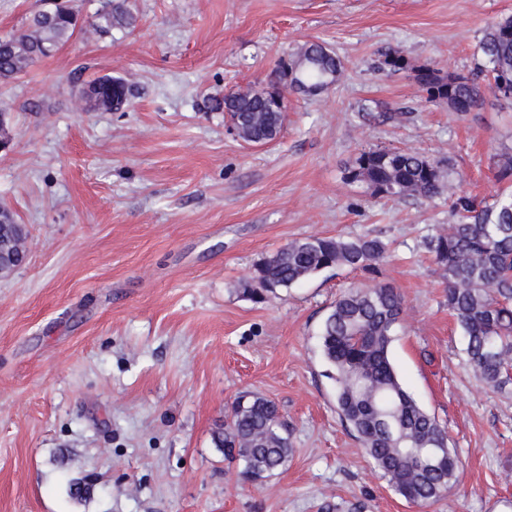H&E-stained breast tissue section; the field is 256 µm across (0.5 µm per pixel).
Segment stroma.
<instances>
[{"label": "stroma", "instance_id": "obj_1", "mask_svg": "<svg viewBox=\"0 0 512 512\" xmlns=\"http://www.w3.org/2000/svg\"><path fill=\"white\" fill-rule=\"evenodd\" d=\"M136 23L82 29L0 81L12 146L0 205L27 232V258L0 278V512H512V384L467 364L445 284L424 247L448 197L373 199L344 170L363 149L451 163L461 190L504 189L492 156L512 148V103H427L384 54L470 73L487 25L512 0H126ZM345 69L313 98L289 95L263 145L230 131L211 97L269 86L299 45ZM103 76L134 87L121 112L88 108ZM370 236L377 273L323 271L263 303L256 266L310 236ZM405 299L391 349L406 388L461 459L439 501L407 503L374 472L336 410L319 331L353 287ZM244 391L273 400L293 454L240 480L212 433ZM87 478L85 499L70 479Z\"/></svg>", "mask_w": 512, "mask_h": 512}]
</instances>
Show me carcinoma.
Instances as JSON below:
<instances>
[{"mask_svg": "<svg viewBox=\"0 0 512 512\" xmlns=\"http://www.w3.org/2000/svg\"><path fill=\"white\" fill-rule=\"evenodd\" d=\"M122 0H107L92 23L100 35L130 24ZM77 27L74 13L57 9L36 14L21 31L0 38V80L19 76L33 62L66 43ZM479 51L482 64L468 75L445 73L437 65H413L388 53L380 68L406 70L426 101L451 112H470L501 79L512 80V16L489 24ZM292 93L316 95L338 82L344 63L328 46L309 42L292 52ZM90 108L119 112L130 104L131 85L101 77L83 91ZM212 110L233 122L237 136L262 145L276 138L284 108L254 90L212 99ZM496 176L512 181V151L493 155ZM344 180L372 198L430 199L448 192L451 221L428 236L425 247L441 272L448 311L467 339V361L475 376L501 389L512 382V193L487 201L454 186L453 168L414 151L362 150L345 169ZM386 246L376 237H320L294 240L260 263L246 289L257 303L329 269L373 273ZM404 312V299L391 285L356 287L336 299L320 330L322 355L336 383V408L352 429L377 474L407 502L424 507L441 499L455 481L460 460L449 447L439 420L404 387L391 359V345ZM224 460L246 481H261L282 469L292 455L290 432L274 401L252 392L232 403L224 426L213 433Z\"/></svg>", "mask_w": 512, "mask_h": 512, "instance_id": "carcinoma-1", "label": "carcinoma"}]
</instances>
